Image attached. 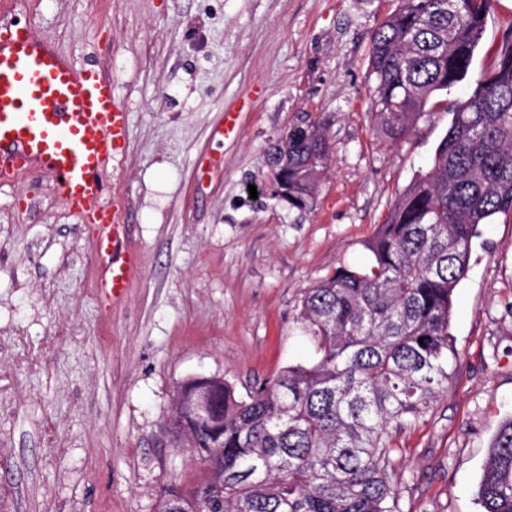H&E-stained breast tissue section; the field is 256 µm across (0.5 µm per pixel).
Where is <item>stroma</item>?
Returning <instances> with one entry per match:
<instances>
[{"label":"stroma","mask_w":512,"mask_h":512,"mask_svg":"<svg viewBox=\"0 0 512 512\" xmlns=\"http://www.w3.org/2000/svg\"><path fill=\"white\" fill-rule=\"evenodd\" d=\"M7 5L110 76L129 109V145L107 178L141 272L103 306L91 226L43 176L0 187V512H158L165 488L203 473L172 432L178 386L218 378L244 398L319 358L300 320L306 293L370 263L368 241L430 169L468 86L440 92L397 144L376 134L371 37L396 0ZM189 20L206 23L207 52L184 44ZM511 29L512 0H498L472 75ZM228 113L236 128L216 143ZM301 122L320 123L330 146L302 213L272 197L266 157ZM451 332L447 392L394 436L399 512H481L489 446L512 415V213L474 239Z\"/></svg>","instance_id":"1"}]
</instances>
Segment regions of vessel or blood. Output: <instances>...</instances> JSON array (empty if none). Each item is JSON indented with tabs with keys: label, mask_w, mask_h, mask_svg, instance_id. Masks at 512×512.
Segmentation results:
<instances>
[{
	"label": "vessel or blood",
	"mask_w": 512,
	"mask_h": 512,
	"mask_svg": "<svg viewBox=\"0 0 512 512\" xmlns=\"http://www.w3.org/2000/svg\"><path fill=\"white\" fill-rule=\"evenodd\" d=\"M130 113L112 80L82 67L31 25L0 35V186L21 174L47 175L60 199L96 230L99 287L120 302L140 271L130 227L108 202L105 172L128 140Z\"/></svg>",
	"instance_id": "1"
}]
</instances>
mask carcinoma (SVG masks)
<instances>
[{
	"label": "carcinoma",
	"instance_id": "cac0c4a2",
	"mask_svg": "<svg viewBox=\"0 0 512 512\" xmlns=\"http://www.w3.org/2000/svg\"><path fill=\"white\" fill-rule=\"evenodd\" d=\"M496 0H398L372 38L371 112L391 144L441 91L465 79ZM330 158L315 122L269 151L288 206L313 207ZM512 212V34L453 112L430 170L395 200L367 245L369 266L340 268L306 294L301 320L321 357L247 398L208 377L185 381L173 424L205 465L161 494L175 512H395L393 436L448 389L458 353L453 294L480 226ZM482 512H512V416L491 443Z\"/></svg>",
	"mask_w": 512,
	"mask_h": 512
}]
</instances>
